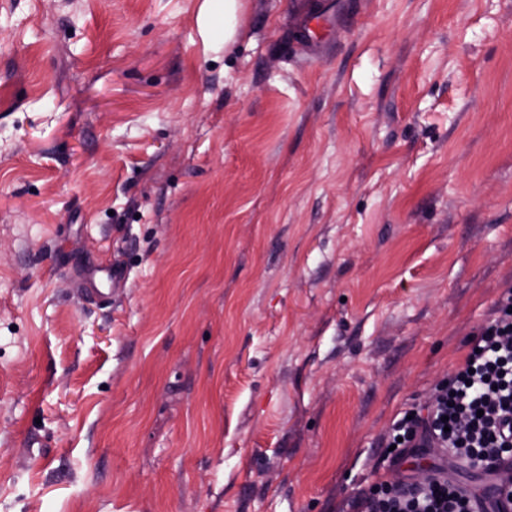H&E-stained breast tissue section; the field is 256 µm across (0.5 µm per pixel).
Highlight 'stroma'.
<instances>
[{"label":"stroma","instance_id":"1","mask_svg":"<svg viewBox=\"0 0 512 512\" xmlns=\"http://www.w3.org/2000/svg\"><path fill=\"white\" fill-rule=\"evenodd\" d=\"M200 4L0 0V512H347L512 287V0ZM243 0H203L199 23L210 34L224 32V42L228 43L240 33L239 16Z\"/></svg>","mask_w":512,"mask_h":512}]
</instances>
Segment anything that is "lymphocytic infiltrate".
Listing matches in <instances>:
<instances>
[{
	"instance_id": "f902f5d3",
	"label": "lymphocytic infiltrate",
	"mask_w": 512,
	"mask_h": 512,
	"mask_svg": "<svg viewBox=\"0 0 512 512\" xmlns=\"http://www.w3.org/2000/svg\"><path fill=\"white\" fill-rule=\"evenodd\" d=\"M430 448L501 477L512 467V289L494 305L464 363L422 405L395 419L380 462L396 467ZM477 496L435 467L425 482L358 489L352 512H476Z\"/></svg>"
}]
</instances>
